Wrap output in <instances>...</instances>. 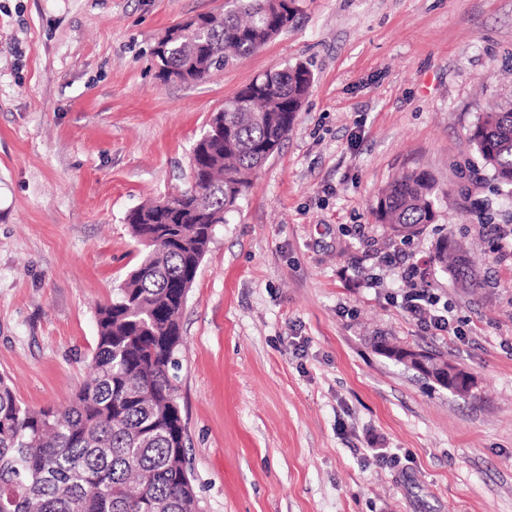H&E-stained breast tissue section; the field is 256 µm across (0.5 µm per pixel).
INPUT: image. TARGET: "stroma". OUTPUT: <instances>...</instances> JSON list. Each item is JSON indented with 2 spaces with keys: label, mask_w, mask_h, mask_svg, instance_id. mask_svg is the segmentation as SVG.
I'll use <instances>...</instances> for the list:
<instances>
[{
  "label": "stroma",
  "mask_w": 512,
  "mask_h": 512,
  "mask_svg": "<svg viewBox=\"0 0 512 512\" xmlns=\"http://www.w3.org/2000/svg\"><path fill=\"white\" fill-rule=\"evenodd\" d=\"M224 0H0V374L32 409L90 373L96 309L139 259L127 215L187 189L210 115L259 74L314 75L292 130L217 225L174 369L199 512H512V197L467 142L512 107V0H298L292 24L198 83L165 31ZM428 170L438 216L386 246L372 215ZM474 249L483 288L433 263ZM451 307H402L408 266ZM440 352L457 396L380 354ZM434 261L440 271L449 274L458 288H479L473 263L467 253L451 237H444L436 246ZM420 289L407 294L404 299V310L407 315L424 324L436 334L449 330L448 303L441 304V298L432 293L427 285H420Z\"/></svg>",
  "instance_id": "stroma-1"
}]
</instances>
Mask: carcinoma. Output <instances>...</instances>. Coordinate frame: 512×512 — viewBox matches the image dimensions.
Instances as JSON below:
<instances>
[{
	"label": "carcinoma",
	"mask_w": 512,
	"mask_h": 512,
	"mask_svg": "<svg viewBox=\"0 0 512 512\" xmlns=\"http://www.w3.org/2000/svg\"><path fill=\"white\" fill-rule=\"evenodd\" d=\"M297 0H225L199 13L164 61L198 82L266 45L292 23ZM312 72L267 71L213 113L191 153L192 184L147 202L127 221L143 257L112 301L97 309L93 376L61 408L33 411L0 375V512H198L185 423L170 369L181 345L183 288L192 287L213 226L246 195L277 151L308 94ZM469 140L493 180L512 195V108L486 113ZM436 185L424 169L391 182L373 209L391 243L435 223ZM434 261L459 288H478L473 263L450 237Z\"/></svg>",
	"instance_id": "1"
}]
</instances>
